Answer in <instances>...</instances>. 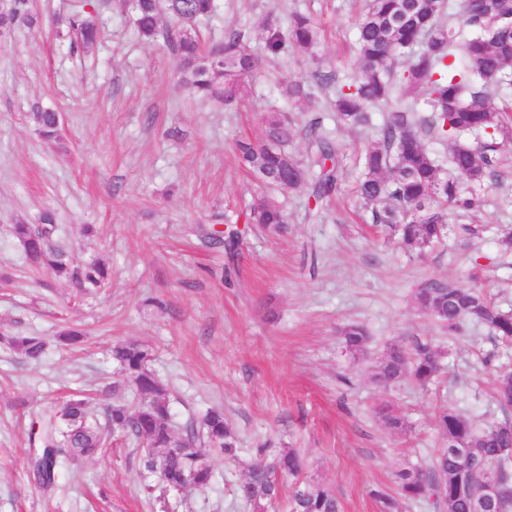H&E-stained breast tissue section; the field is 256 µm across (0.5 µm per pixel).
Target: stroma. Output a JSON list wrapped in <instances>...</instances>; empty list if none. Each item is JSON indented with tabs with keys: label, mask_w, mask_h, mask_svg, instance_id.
I'll list each match as a JSON object with an SVG mask.
<instances>
[{
	"label": "stroma",
	"mask_w": 512,
	"mask_h": 512,
	"mask_svg": "<svg viewBox=\"0 0 512 512\" xmlns=\"http://www.w3.org/2000/svg\"><path fill=\"white\" fill-rule=\"evenodd\" d=\"M89 2L100 36L84 54H71L53 24L80 0H29L37 24L0 40V333L47 342L36 362L0 344V512H251L235 484L262 446L297 449L307 476L336 492L342 512H377L372 490L391 486L407 465H430L443 447L440 409L478 429L503 421L493 385L499 369H512V344L473 323L448 334L414 295L432 280L477 286L512 312V149L441 244L404 251L355 196L368 132L337 121L335 86L315 78L331 69L351 78L362 0H216L202 37L218 43L236 30L262 59L232 112L188 95L174 57L139 34L124 0ZM295 12L323 30L316 57L268 56V29L287 31ZM282 80L312 90L310 108L283 98ZM46 107L63 115L62 141L36 131L31 116ZM274 112L299 126L321 117L336 145L340 186L320 210L306 187L267 189L238 164L237 141L259 139ZM174 128L178 137H168ZM266 195L287 212V232L246 222ZM46 211L53 242L75 262L105 263L106 290L84 295L28 271L10 227L38 223ZM464 223L478 235L462 237ZM228 230L238 233L230 252L210 239ZM353 322L370 336L355 357L340 336ZM66 323L86 331L80 347L59 341ZM415 336L442 351L440 378L425 389L374 383L385 347ZM118 341L150 350L175 424L223 410L240 453L213 457L209 487L156 488L140 447L121 435L61 468L54 489L30 479L31 431L68 395L86 394L91 418L105 423ZM385 403L405 416L407 432L382 425L375 411Z\"/></svg>",
	"instance_id": "obj_1"
}]
</instances>
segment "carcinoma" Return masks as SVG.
Here are the masks:
<instances>
[{"label":"carcinoma","instance_id":"carcinoma-1","mask_svg":"<svg viewBox=\"0 0 512 512\" xmlns=\"http://www.w3.org/2000/svg\"><path fill=\"white\" fill-rule=\"evenodd\" d=\"M25 2L10 0L0 8V35L20 23H35ZM128 2L139 33L148 40L163 41L177 59L181 86L189 94L219 99L227 110L238 106L244 81L256 69L258 58L237 31L228 32L223 42L210 47L201 40L197 25L214 15L216 0ZM164 16L174 24L163 23ZM57 35L69 40L71 50L85 51L98 38L95 17L90 11H77L63 20ZM319 39L311 18L297 13L288 34L273 32L267 37L266 50L276 57L290 48L311 53ZM356 44L357 74L346 89L336 92L334 100L339 122L368 127L372 125L368 108L386 105L394 97L419 99L428 112L420 118L410 106L391 113L375 128V138L363 152L358 195L373 223L388 227L407 249L431 247L448 234V212L473 206V189L495 176L498 153L512 145V118L483 91L489 83L512 84V0H460L454 14L448 13L446 0H367ZM406 54L408 66L396 71L397 58ZM280 92L291 100L310 102V94L297 83L281 84ZM33 121L41 137L59 138L60 113L35 112ZM320 127L317 116L300 130L284 117H270L261 139L237 142L239 160L260 182L279 187L303 185L320 202L336 192L339 172L335 146L320 135ZM299 133L313 147L307 163L285 149ZM467 134H483L486 139L477 146L458 141ZM428 136L443 144L453 143L448 167L423 143ZM285 174L286 184L282 181ZM464 180L472 190L464 191ZM249 222L280 230L288 219L272 198L264 197L251 206ZM53 224L52 215L44 213L38 224L13 225L28 266L47 270L82 291L104 285L109 272L103 263L77 265L65 251L53 247ZM416 303L450 334L471 321L487 326L502 343H512V313L495 307L481 288L432 281L418 289ZM368 339L360 324L342 330V345L350 354L362 352ZM0 341L32 361L45 351V341L39 336L3 334ZM112 360L120 373L112 389L128 387L137 396L133 407L114 404L108 410L112 432L132 437L142 446V469L158 474L168 489L175 491L187 481L196 489L209 486L213 466L199 459L197 449L229 458L239 453L224 412L213 409L200 422L187 423L179 438L183 449L169 455L172 417L165 391L148 368V351L136 342L117 343L112 347ZM440 370L441 352L416 340L409 351L399 344L387 346L372 367V379L387 387L409 378L425 387ZM495 393L503 408L512 407V370L498 371ZM376 415L394 432L408 430L405 419L389 405L379 407ZM437 427L448 447L440 449L426 469L398 470L393 491H373L379 512H405L411 504H427L437 512H499L498 502L488 499L484 489L493 481L512 485V461L498 455L499 449L512 445V421L477 431L468 418L446 409L439 413ZM38 443L28 467L34 480L50 489L66 461L94 455L104 440L100 430L87 423L85 400L73 395L44 416ZM304 468L303 458L291 448L272 457L260 448L237 483L236 495L251 512H267L281 496L284 479L292 477L289 512H341L333 489L300 478Z\"/></svg>","mask_w":512,"mask_h":512}]
</instances>
